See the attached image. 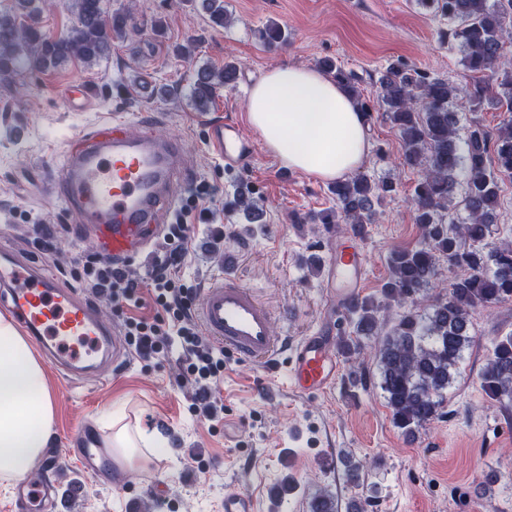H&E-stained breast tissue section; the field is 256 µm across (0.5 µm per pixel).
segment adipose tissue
<instances>
[{"label":"adipose tissue","mask_w":512,"mask_h":512,"mask_svg":"<svg viewBox=\"0 0 512 512\" xmlns=\"http://www.w3.org/2000/svg\"><path fill=\"white\" fill-rule=\"evenodd\" d=\"M249 120L284 166L325 181L345 178L365 161L366 127L349 94L311 67L270 68L250 90ZM55 420L44 369L26 338L0 317V485L31 472L47 448ZM105 447L120 468L140 470L155 448L152 434L104 412Z\"/></svg>","instance_id":"ef3b65f1"}]
</instances>
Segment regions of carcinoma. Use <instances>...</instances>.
I'll return each instance as SVG.
<instances>
[{
    "instance_id": "obj_1",
    "label": "carcinoma",
    "mask_w": 512,
    "mask_h": 512,
    "mask_svg": "<svg viewBox=\"0 0 512 512\" xmlns=\"http://www.w3.org/2000/svg\"><path fill=\"white\" fill-rule=\"evenodd\" d=\"M44 0H14L15 11L0 10V83L9 85L22 71H40L77 58L90 66L132 27L124 13L104 16L102 0H69L78 25L66 37L53 38L39 26ZM440 24L439 37L455 43L467 69L478 75L461 89L448 80L408 62L387 66L371 95L356 86V76L331 59L320 68L351 94L365 121L383 112L397 128L404 163L418 169L420 178L410 203L423 242L415 248L393 251L388 260L385 299L401 311L391 332L381 335L378 306L369 298L349 309L356 338L340 340V349L360 353L361 339L381 337L378 369L381 388L393 423L412 433L437 418L443 393L452 385L459 364L474 336V313L481 306L512 301V244L485 253L480 244L499 206L498 181L512 177V124L489 136L478 122L467 132L465 148L458 145L460 119L454 101L468 98L472 111L488 104L512 112V70L505 65L504 45L512 34V0H419ZM217 26L224 25V0H202ZM268 45L288 41L276 23L259 33ZM240 67L227 57L224 67L198 69L190 96L207 106L220 87H235ZM465 183L466 221L452 228L442 211L448 209L458 184ZM394 190L391 181H372L364 174L340 179L331 187L336 210L319 218L323 224L344 222L352 228L371 223L372 200ZM448 261L454 273L448 294L425 303L424 292L436 276V255ZM482 388L495 401L512 402V334L494 343L481 374Z\"/></svg>"
}]
</instances>
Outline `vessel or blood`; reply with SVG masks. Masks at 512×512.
Listing matches in <instances>:
<instances>
[{
    "label": "vessel or blood",
    "mask_w": 512,
    "mask_h": 512,
    "mask_svg": "<svg viewBox=\"0 0 512 512\" xmlns=\"http://www.w3.org/2000/svg\"><path fill=\"white\" fill-rule=\"evenodd\" d=\"M66 101L71 111H83L93 102L92 92L84 83H71ZM207 129L208 145L225 167L243 166L254 151L233 121L211 122ZM187 172L177 141L151 130L131 136L127 120L115 116L66 140L51 189L96 233L100 255L120 264L146 247L162 215L174 208ZM322 264L328 269V297L348 307L366 274L360 235L350 234ZM0 298L68 378L82 379L103 363L117 365L120 339L99 319L95 305L9 247L0 249ZM197 317L207 336L238 359L265 365L285 356L288 385L297 395L327 392L341 377V362L327 338L305 336L292 343L276 335L270 309L229 273L203 289ZM41 466L42 481L21 483L18 512H62L58 456L45 457Z\"/></svg>",
    "instance_id": "vessel-or-blood-1"
}]
</instances>
